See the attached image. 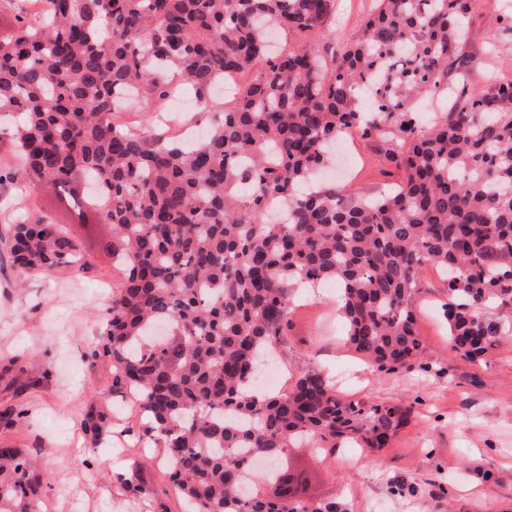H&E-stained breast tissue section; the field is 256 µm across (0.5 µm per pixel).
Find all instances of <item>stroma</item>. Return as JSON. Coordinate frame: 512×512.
Masks as SVG:
<instances>
[{
  "label": "stroma",
  "instance_id": "obj_1",
  "mask_svg": "<svg viewBox=\"0 0 512 512\" xmlns=\"http://www.w3.org/2000/svg\"><path fill=\"white\" fill-rule=\"evenodd\" d=\"M501 0H478L462 45L471 59L467 78L479 90L512 78V34L502 29ZM326 179L347 193L372 195L398 179L384 166L376 138L346 135ZM47 197L44 188L0 184V235ZM87 269L20 277L0 252V367L20 358L27 389L0 377V400L17 397L28 415L9 437L35 449L49 475L45 512H184L160 449L141 430L135 408L112 406V430L91 445L81 428L88 401L105 387L109 369L87 355L103 312L123 279L92 236L76 230ZM446 281L423 273L417 301L426 350L423 367L385 374L345 344L335 286L295 297L279 353L291 386L307 370L327 374L339 396L403 402L412 413L382 450L338 448L317 456L291 451L293 465L311 474L309 493L339 502L346 512H512V337L472 362L451 350L441 305ZM144 463L150 491L125 492L114 475Z\"/></svg>",
  "mask_w": 512,
  "mask_h": 512
}]
</instances>
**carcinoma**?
Returning <instances> with one entry per match:
<instances>
[{
	"mask_svg": "<svg viewBox=\"0 0 512 512\" xmlns=\"http://www.w3.org/2000/svg\"><path fill=\"white\" fill-rule=\"evenodd\" d=\"M0 30V121L18 166L0 181L53 203L0 238L22 274L87 260L70 227L106 224L101 250L124 275L88 361L110 364L82 416L93 440L109 397L136 392L143 432L192 512H343L268 492L290 451L386 448L410 408L336 396L318 371L259 400L264 354L284 341L294 287L335 283L346 343L380 372L420 365L421 275H448L453 350L472 361L512 334V79L471 90L461 53L476 0H372L358 38L273 51L268 29L322 26L335 0H47ZM256 69L235 109L198 144L112 122L127 95L166 100ZM386 140L402 182L374 196L312 186L336 137ZM287 204L267 220L266 204ZM25 409H0V432ZM0 512H42L47 476L0 441ZM145 494L135 475L115 476Z\"/></svg>",
	"mask_w": 512,
	"mask_h": 512,
	"instance_id": "1",
	"label": "carcinoma"
}]
</instances>
